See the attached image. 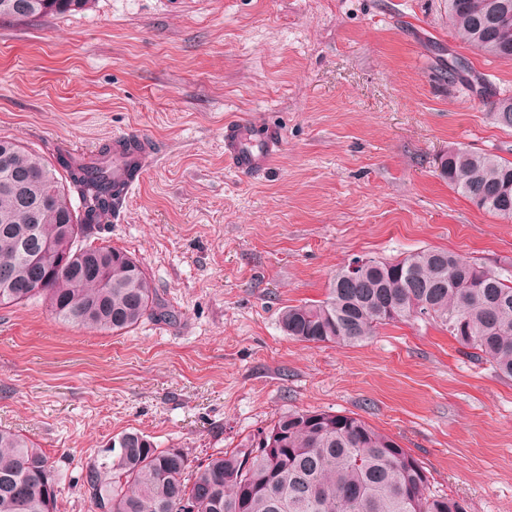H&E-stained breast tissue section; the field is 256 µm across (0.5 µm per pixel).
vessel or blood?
Masks as SVG:
<instances>
[{"label":"vessel or blood","instance_id":"obj_1","mask_svg":"<svg viewBox=\"0 0 512 512\" xmlns=\"http://www.w3.org/2000/svg\"><path fill=\"white\" fill-rule=\"evenodd\" d=\"M281 148L282 140L272 126L239 120L224 123V157L237 172L266 169Z\"/></svg>","mask_w":512,"mask_h":512}]
</instances>
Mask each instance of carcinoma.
I'll return each instance as SVG.
<instances>
[{
	"mask_svg": "<svg viewBox=\"0 0 512 512\" xmlns=\"http://www.w3.org/2000/svg\"><path fill=\"white\" fill-rule=\"evenodd\" d=\"M90 0H0V19L31 22L85 9ZM512 0H448V20L472 48L512 60ZM493 123L512 130V96L498 99ZM0 239L84 238L67 269L45 261L42 288L0 294V307L41 298L50 314L90 331L118 335L145 318L172 322L147 271L126 252L92 240L123 204L112 179V145L89 164L57 152L49 162L19 142L0 138ZM440 176L478 209L512 221V161L466 146L440 158ZM77 194L81 211L73 210ZM22 255L0 246V273L28 280ZM403 319L434 323L471 356L512 379V271L477 264L448 250L424 249L400 259L373 257L355 278L336 271L325 298L290 305L280 316L292 339L348 345ZM84 493L106 512H467L463 501L433 494L425 467L393 436L352 414L297 410L258 437L192 464L183 448H159L138 431L115 438L82 467ZM59 478L50 457L28 438L0 426V512H56Z\"/></svg>",
	"mask_w": 512,
	"mask_h": 512,
	"instance_id": "obj_1",
	"label": "carcinoma"
}]
</instances>
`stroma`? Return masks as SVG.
Listing matches in <instances>:
<instances>
[{
  "label": "stroma",
  "instance_id": "1",
  "mask_svg": "<svg viewBox=\"0 0 512 512\" xmlns=\"http://www.w3.org/2000/svg\"><path fill=\"white\" fill-rule=\"evenodd\" d=\"M504 95L512 61L465 44L447 0H91L0 20V137L46 157L127 134L158 151L100 239L178 314L114 335L40 301L0 308V425L51 457L57 512H93L81 469L122 432L199 462L301 409L357 414L432 491L512 512V380L420 320L312 347L279 321L357 256L512 270V221L437 171L452 146L512 160L489 117ZM234 118L279 129L265 172L225 162Z\"/></svg>",
  "mask_w": 512,
  "mask_h": 512
}]
</instances>
